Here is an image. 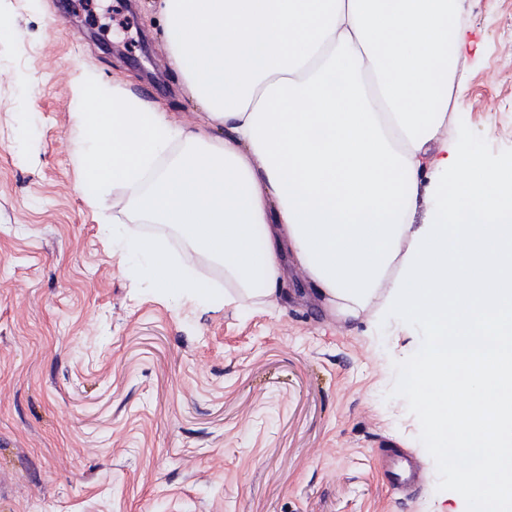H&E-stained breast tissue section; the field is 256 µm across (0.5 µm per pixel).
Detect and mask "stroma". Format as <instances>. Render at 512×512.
<instances>
[{
  "label": "stroma",
  "mask_w": 512,
  "mask_h": 512,
  "mask_svg": "<svg viewBox=\"0 0 512 512\" xmlns=\"http://www.w3.org/2000/svg\"><path fill=\"white\" fill-rule=\"evenodd\" d=\"M471 41L448 131L512 165V0H457ZM0 512H473L457 459L437 455L434 394L408 390L424 322L385 309L390 268L360 317L331 311L285 260L286 294L224 301L131 277L126 241L167 240L134 196L78 191L72 87L83 70L192 128L207 115L168 63L151 0H0ZM412 451L408 495L377 450Z\"/></svg>",
  "instance_id": "35a3bbf8"
}]
</instances>
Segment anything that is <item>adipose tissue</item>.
<instances>
[{
  "instance_id": "1",
  "label": "adipose tissue",
  "mask_w": 512,
  "mask_h": 512,
  "mask_svg": "<svg viewBox=\"0 0 512 512\" xmlns=\"http://www.w3.org/2000/svg\"><path fill=\"white\" fill-rule=\"evenodd\" d=\"M171 65L224 137L186 131L120 86L85 74L74 88L80 184L90 207L108 188L136 195L237 285L225 294H284L293 255L326 302L359 317L391 267L389 298L426 320L430 343L409 385L436 391L435 440L454 436L478 465L459 486L489 512H512V224L505 170L481 148L442 137L453 67L467 45L456 0H155ZM175 142L182 151L152 166ZM452 168L433 224L408 222L422 172ZM154 176L141 190L145 171ZM480 226H473L474 218ZM158 287L193 296L208 285L165 243L135 238Z\"/></svg>"
}]
</instances>
